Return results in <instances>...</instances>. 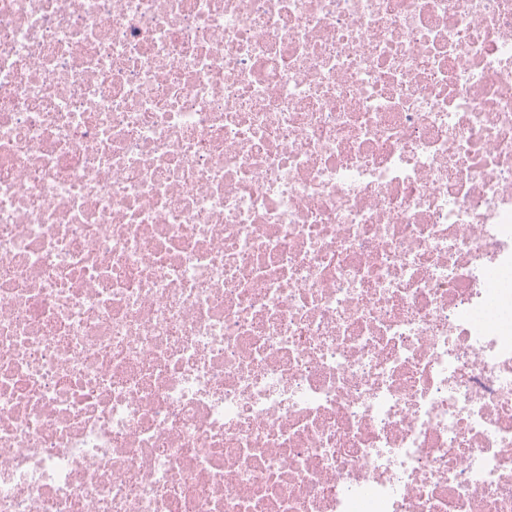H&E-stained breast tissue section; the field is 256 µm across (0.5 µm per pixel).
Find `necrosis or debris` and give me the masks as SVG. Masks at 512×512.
I'll list each match as a JSON object with an SVG mask.
<instances>
[{"label":"necrosis or debris","instance_id":"4bbe7bcc","mask_svg":"<svg viewBox=\"0 0 512 512\" xmlns=\"http://www.w3.org/2000/svg\"><path fill=\"white\" fill-rule=\"evenodd\" d=\"M0 512H512V0H0Z\"/></svg>","mask_w":512,"mask_h":512}]
</instances>
